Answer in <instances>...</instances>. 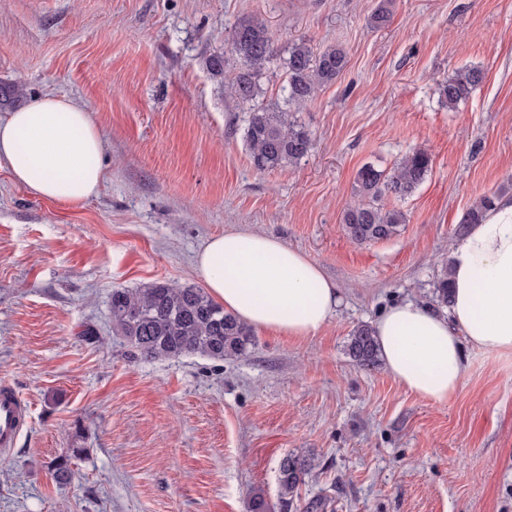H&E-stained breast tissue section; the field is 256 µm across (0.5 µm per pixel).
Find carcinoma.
Masks as SVG:
<instances>
[{
  "label": "carcinoma",
  "instance_id": "1",
  "mask_svg": "<svg viewBox=\"0 0 512 512\" xmlns=\"http://www.w3.org/2000/svg\"><path fill=\"white\" fill-rule=\"evenodd\" d=\"M231 50L241 67L228 85L227 94L248 107L244 140L251 162L259 171L296 165L313 148L311 135L290 117L312 101L317 92L333 83L346 66L345 51L336 46L318 50L301 39L292 44L283 63L286 79L281 87L282 102L258 105L262 83L276 63L274 39L267 23L258 16L244 18L230 31ZM480 68L469 66L455 71L440 86L442 102L455 108L483 81ZM431 169L430 156L414 151L387 170L366 164L358 171L355 185L357 202L342 215L348 238L358 244L387 240L400 232L405 214L381 204L385 194L400 198L411 195ZM112 323L131 348V355L148 360L179 358L200 354L222 361L245 354L253 344L249 326L215 302L205 289L158 281L145 288H116L110 298ZM347 352L356 365L373 369L379 363L372 326L357 325L350 333ZM312 471L311 460L289 455L279 466L278 503L271 506L257 496L253 512H324L327 499H304L299 490ZM59 484L71 480L69 459L52 465Z\"/></svg>",
  "mask_w": 512,
  "mask_h": 512
}]
</instances>
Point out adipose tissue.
Returning <instances> with one entry per match:
<instances>
[{"mask_svg":"<svg viewBox=\"0 0 512 512\" xmlns=\"http://www.w3.org/2000/svg\"><path fill=\"white\" fill-rule=\"evenodd\" d=\"M103 140L88 112L47 94L0 120V162L34 195L76 203L98 193ZM196 270L227 313L257 329L306 339L334 317L342 296L321 267L259 232L208 238ZM447 313L403 302L372 324L388 373L407 392L447 404L464 379V349L512 360V195L497 198L457 241Z\"/></svg>","mask_w":512,"mask_h":512,"instance_id":"obj_1","label":"adipose tissue"}]
</instances>
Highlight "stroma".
<instances>
[{"label":"stroma","instance_id":"1","mask_svg":"<svg viewBox=\"0 0 512 512\" xmlns=\"http://www.w3.org/2000/svg\"><path fill=\"white\" fill-rule=\"evenodd\" d=\"M0 0V87L19 105L64 95L104 151L96 196L41 199L0 164V383L29 421L0 466V512H251L276 503L281 460L311 458L301 495L327 512H512V362L466 349L448 404L359 368L351 330L392 304H434L467 211L512 194V0ZM264 18L279 57L303 37L347 65L292 118L314 147L257 171L247 115L224 94L228 37ZM224 53L223 74L206 65ZM477 66L456 108L440 83ZM429 154L425 181L386 208L407 221L357 245L341 222L358 170ZM276 236L339 288L316 336L255 330L247 356L133 358L112 326L113 289L201 285L206 239ZM93 330L96 342L83 333ZM70 457V483L53 460Z\"/></svg>","mask_w":512,"mask_h":512}]
</instances>
